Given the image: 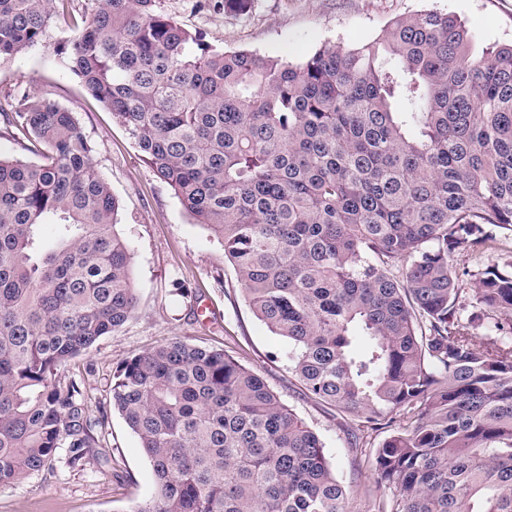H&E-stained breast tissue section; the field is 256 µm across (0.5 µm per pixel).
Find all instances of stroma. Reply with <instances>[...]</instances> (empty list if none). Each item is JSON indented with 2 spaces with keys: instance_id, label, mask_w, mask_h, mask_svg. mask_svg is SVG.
<instances>
[{
  "instance_id": "1",
  "label": "stroma",
  "mask_w": 512,
  "mask_h": 512,
  "mask_svg": "<svg viewBox=\"0 0 512 512\" xmlns=\"http://www.w3.org/2000/svg\"><path fill=\"white\" fill-rule=\"evenodd\" d=\"M182 26L212 48L246 50L298 63L323 44L353 47L383 35L392 19L419 11L453 15L478 46L512 42V0H253L249 13L200 8L196 0H160ZM71 31L51 26L45 42L0 63V99L26 90L73 112L94 147L96 163L119 202L116 229L133 250L137 294L133 316L64 365L61 379L80 382L98 446L78 465L68 449L40 472L0 488V512H131L154 491L152 468L137 438L112 410L113 376L131 356L178 338L213 346L262 376L283 403L323 440L337 479L350 487L351 512H371L389 496L350 443V420L304 394L288 369V343L251 311L224 249L195 223L171 188L143 161L128 132L64 70L55 50ZM182 282L186 295L172 292ZM208 315H200V306Z\"/></svg>"
}]
</instances>
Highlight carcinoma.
Instances as JSON below:
<instances>
[{
  "label": "carcinoma",
  "instance_id": "carcinoma-1",
  "mask_svg": "<svg viewBox=\"0 0 512 512\" xmlns=\"http://www.w3.org/2000/svg\"><path fill=\"white\" fill-rule=\"evenodd\" d=\"M61 21L73 36L57 56L224 247L304 389L359 421L356 449L385 431L369 459L392 496L375 512H512V258L450 264L512 240V43L478 50L429 11L294 65L217 51L160 0H95L78 17L73 0H0V62ZM0 120L41 156L0 158L7 487L93 447L84 393L58 371L137 295L119 202L73 113L19 91ZM112 409L154 475L131 512H349L319 435L222 349L134 355Z\"/></svg>",
  "mask_w": 512,
  "mask_h": 512
}]
</instances>
